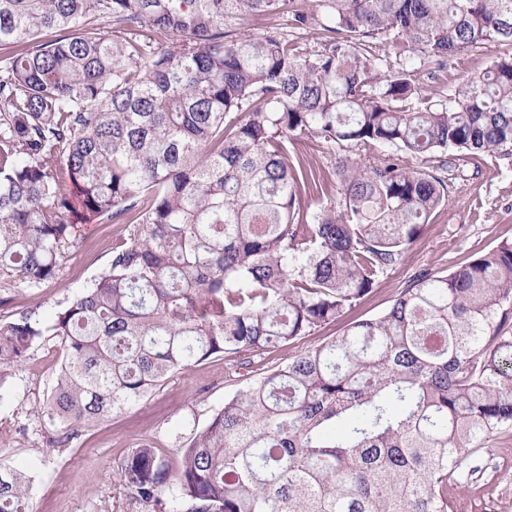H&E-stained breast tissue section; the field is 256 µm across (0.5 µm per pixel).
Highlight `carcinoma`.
Returning a JSON list of instances; mask_svg holds the SVG:
<instances>
[{"label":"carcinoma","instance_id":"cac0c4a2","mask_svg":"<svg viewBox=\"0 0 512 512\" xmlns=\"http://www.w3.org/2000/svg\"><path fill=\"white\" fill-rule=\"evenodd\" d=\"M290 3L321 48L229 29ZM501 43L512 0H0V284L56 280L82 224L130 225L50 325H0V385L59 338L40 410L67 448L193 364L344 316L445 205L431 162L512 149V59L434 103L414 76ZM304 138L384 153L340 160L339 202L310 211ZM511 424L504 243L246 379L177 471L145 441L121 472L148 507L176 488L180 512H448L468 455ZM29 489L0 466V512H30Z\"/></svg>","mask_w":512,"mask_h":512}]
</instances>
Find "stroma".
I'll list each match as a JSON object with an SVG mask.
<instances>
[{
  "label": "stroma",
  "mask_w": 512,
  "mask_h": 512,
  "mask_svg": "<svg viewBox=\"0 0 512 512\" xmlns=\"http://www.w3.org/2000/svg\"><path fill=\"white\" fill-rule=\"evenodd\" d=\"M512 56V45L479 46L463 52L447 69L421 72L426 94L450 92L462 78L486 71L493 60ZM351 162L367 161L357 148L337 149L321 140L293 143L292 156L308 159L319 171L330 198H338L335 154ZM448 199L427 224L401 262L380 275L371 292L335 323L299 343L256 355V367L271 368L341 334L348 322L385 312L399 292L421 271L445 275L499 243L512 242V155L478 153L440 170ZM75 248L65 254L55 281L37 288L0 287V323L23 312L51 321L65 300L73 298L108 267L112 247L127 235L122 224L80 227ZM65 350L57 337H47L23 364L14 367L0 387V463L33 479L34 512H146L125 484L119 467L126 452L143 441L153 442L170 465L179 462V448L194 428L202 427L214 409L240 385L232 361L211 358L192 365L133 407L113 414L64 449L50 448L55 426L38 417ZM468 484L456 495L454 512H512V425L502 428L488 448L471 454L463 467Z\"/></svg>",
  "instance_id": "1"
}]
</instances>
